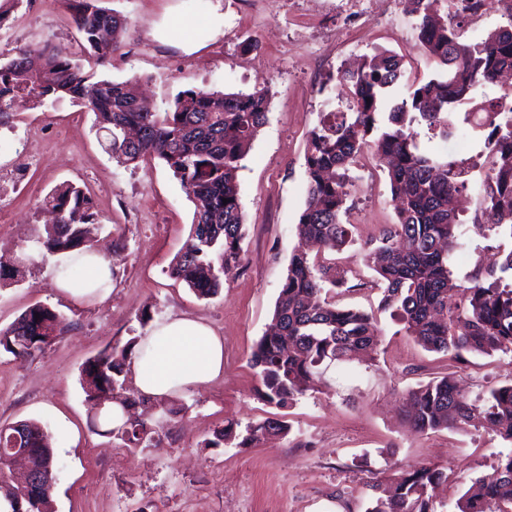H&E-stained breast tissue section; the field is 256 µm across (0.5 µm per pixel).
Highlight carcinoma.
Listing matches in <instances>:
<instances>
[{"instance_id":"obj_1","label":"carcinoma","mask_w":512,"mask_h":512,"mask_svg":"<svg viewBox=\"0 0 512 512\" xmlns=\"http://www.w3.org/2000/svg\"><path fill=\"white\" fill-rule=\"evenodd\" d=\"M102 2L67 0L80 56L47 40L37 47H15L0 61V125L12 123V103L19 96L51 108L67 100L94 112L118 162L164 161L194 205L190 235L169 275L198 297L209 298L223 287L225 271L241 261L245 224L238 173L267 123L268 89H191L167 107H157L139 97L132 81L97 75L96 69L111 63L127 31L126 20ZM408 2L416 40L438 72L412 84L382 119V104L404 85L405 70L397 55L377 51L358 70L336 72V98H346L349 106L344 111L327 99L328 110L308 135L307 199L297 224L302 243L292 252L275 303L276 331L259 339L250 360L263 400L279 409L312 389L332 364L376 352L374 313L330 301L334 289L347 286L352 270L326 256L353 242L354 225L342 217L349 210L351 171L370 152L389 158L387 177L397 217L363 245L364 261L374 271L365 287L380 291L378 310L391 312L424 349L446 352L458 363L470 353L512 355V251L495 264H476L468 285L457 283L450 263L465 247V230L456 198L470 188L469 165L450 152L421 150L415 130L425 127L448 141L460 129L469 139L483 135L489 172L478 185L480 218L473 227L479 232L504 229L512 237V89L486 94L502 72L512 70V12L507 24L467 41L438 15L439 0ZM129 130L137 131L138 138L128 139ZM44 203L57 220L24 249L21 263L36 265L48 254L70 257L92 247L88 226L97 223V213L89 194L63 183ZM64 327L61 314L36 302L0 329V351L17 359L32 357ZM136 345L135 339L109 345L83 365L80 383L88 399L121 386ZM409 401V420L421 433L461 426L478 415L512 443V383L492 389L480 408L468 402L448 373L411 391ZM137 404L149 411L159 407L170 416L179 413L162 399L122 401L126 409ZM289 430L274 414L242 430L228 424L209 445L245 447ZM3 432L18 434V446L30 449L32 477L8 499L7 512H48L50 495L36 492L35 485L47 482L48 466L54 464L50 436L30 422L0 427ZM155 433L148 415L103 431L128 449L141 447ZM445 479L436 466L401 468L388 482L369 486L367 512H434L433 496ZM454 512H512V451L500 455L493 472L472 481Z\"/></svg>"}]
</instances>
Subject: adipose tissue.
I'll use <instances>...</instances> for the list:
<instances>
[{
	"instance_id": "ef3b65f1",
	"label": "adipose tissue",
	"mask_w": 512,
	"mask_h": 512,
	"mask_svg": "<svg viewBox=\"0 0 512 512\" xmlns=\"http://www.w3.org/2000/svg\"><path fill=\"white\" fill-rule=\"evenodd\" d=\"M76 267L77 277L56 274V288L73 300L101 301L112 291V267L97 251ZM129 368L140 394L166 398L209 384L224 374V339L208 324L170 316L141 337Z\"/></svg>"
}]
</instances>
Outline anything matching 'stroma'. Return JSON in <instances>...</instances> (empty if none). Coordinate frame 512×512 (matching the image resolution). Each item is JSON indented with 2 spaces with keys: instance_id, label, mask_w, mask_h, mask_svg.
<instances>
[{
  "instance_id": "obj_1",
  "label": "stroma",
  "mask_w": 512,
  "mask_h": 512,
  "mask_svg": "<svg viewBox=\"0 0 512 512\" xmlns=\"http://www.w3.org/2000/svg\"><path fill=\"white\" fill-rule=\"evenodd\" d=\"M366 4L356 15L350 0H105L127 21L106 74L116 82L138 79L157 106L192 88L269 90L268 121L238 177L244 254L211 298H197L168 274L190 233L194 205L162 161L118 164L95 115L67 101L50 110L18 103L13 124L0 126V143L27 146L42 158L28 174V191L12 198L9 223H0V255L11 256L42 230V200L54 187L71 181L92 191L101 183L112 188L111 197L95 199L103 226L99 248L113 269L104 302L77 303L59 292L55 257L0 284V328L38 301L67 319L62 334L34 358L0 352V427L33 421L50 435L52 512H365L371 483L422 464L446 470L433 506L451 512L472 480L491 472L499 453L512 450L478 422L426 434L400 415L411 388L448 372L471 398L512 382V357L471 354L455 362L424 350L386 312L377 316L381 341L374 357L330 366L314 391L285 408L288 435L245 448L208 444L224 424L272 413L258 393L250 357L271 324L299 243L307 137L334 92L337 70L378 49L402 57L408 80L437 70L416 44L405 5ZM178 15L192 24L168 36V23ZM0 30L33 46L49 38L67 46L74 33L64 0H22ZM467 150L474 158L472 189L459 210L470 230L451 264L461 283L477 263L512 250V238L472 229L480 212L474 187L485 159L479 140ZM353 175L346 220L361 242L394 223L395 213L387 176L374 159H363ZM337 259L353 271L351 289L335 295L337 305L377 306V293L365 286L372 272L358 247ZM146 308L156 322L186 314L208 323L224 338V375L176 395L180 412L165 418L156 444L132 452L93 429L95 410L79 372L106 346L146 335L149 327L140 319Z\"/></svg>"
}]
</instances>
